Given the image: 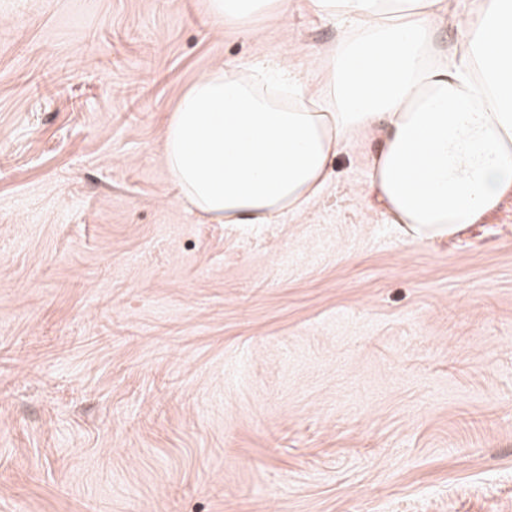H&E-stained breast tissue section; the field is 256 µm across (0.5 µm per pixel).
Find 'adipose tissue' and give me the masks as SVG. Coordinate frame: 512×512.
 Masks as SVG:
<instances>
[{
	"mask_svg": "<svg viewBox=\"0 0 512 512\" xmlns=\"http://www.w3.org/2000/svg\"><path fill=\"white\" fill-rule=\"evenodd\" d=\"M286 0H210L246 28ZM342 33L319 93L300 80L219 68L181 98L164 132L180 193L211 221L273 224L304 210L331 160L366 141L369 196L390 223L440 240L512 188V0H311ZM457 19L452 50L435 37Z\"/></svg>",
	"mask_w": 512,
	"mask_h": 512,
	"instance_id": "ef3b65f1",
	"label": "adipose tissue"
}]
</instances>
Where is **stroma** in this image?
I'll use <instances>...</instances> for the list:
<instances>
[{"label": "stroma", "instance_id": "obj_1", "mask_svg": "<svg viewBox=\"0 0 512 512\" xmlns=\"http://www.w3.org/2000/svg\"><path fill=\"white\" fill-rule=\"evenodd\" d=\"M207 3L0 0V512H512V191L423 241L362 146L305 211L201 218L186 90L340 36Z\"/></svg>", "mask_w": 512, "mask_h": 512}]
</instances>
